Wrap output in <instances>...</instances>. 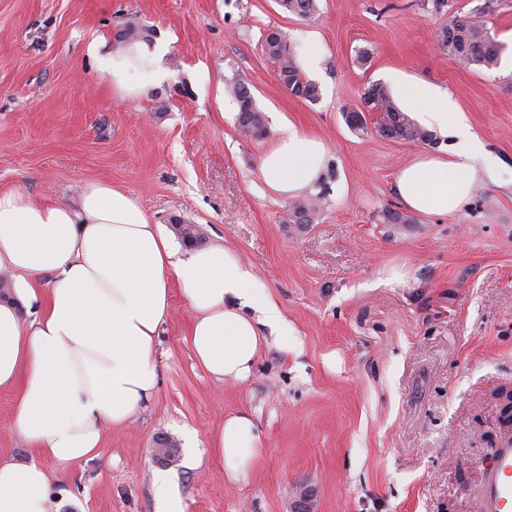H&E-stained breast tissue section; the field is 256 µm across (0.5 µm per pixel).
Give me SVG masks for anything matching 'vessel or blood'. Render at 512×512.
I'll return each instance as SVG.
<instances>
[{
    "label": "vessel or blood",
    "instance_id": "1",
    "mask_svg": "<svg viewBox=\"0 0 512 512\" xmlns=\"http://www.w3.org/2000/svg\"><path fill=\"white\" fill-rule=\"evenodd\" d=\"M473 512H512V434H504L483 469Z\"/></svg>",
    "mask_w": 512,
    "mask_h": 512
}]
</instances>
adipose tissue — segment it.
<instances>
[{
	"instance_id": "ef3b65f1",
	"label": "adipose tissue",
	"mask_w": 512,
	"mask_h": 512,
	"mask_svg": "<svg viewBox=\"0 0 512 512\" xmlns=\"http://www.w3.org/2000/svg\"><path fill=\"white\" fill-rule=\"evenodd\" d=\"M89 46L120 96L140 98L161 71L158 48L136 41L109 52ZM421 122L452 136L448 153H421L398 170L395 192L410 211L461 212L488 169L483 147L448 92L422 79L393 86ZM328 148L294 123L262 154L259 176L282 197L312 190ZM14 298L0 303V390L14 393L12 429L40 457L62 462L97 457L105 426H127L158 386L156 336L179 286L192 312L189 340L218 381L250 378L263 330L283 325L277 304L253 288L252 269L231 249L180 253L138 200L108 182L84 184L76 204L0 190V272ZM37 302L24 321L18 302ZM229 481L263 453L253 420L231 414L214 436ZM50 478L36 464L0 461V512H50Z\"/></svg>"
}]
</instances>
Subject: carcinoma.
<instances>
[{
  "mask_svg": "<svg viewBox=\"0 0 512 512\" xmlns=\"http://www.w3.org/2000/svg\"><path fill=\"white\" fill-rule=\"evenodd\" d=\"M285 12L301 18H310L318 11L316 0H277ZM440 48L464 66L478 65L488 69L498 64L502 45L491 36L489 28L470 19H452L436 32ZM265 54L279 67V78L295 97L314 101L318 91L306 79L294 60L285 36L278 30L267 32L262 43ZM238 113L236 122L241 131L253 139L267 134L265 116L246 83L238 81L230 86ZM365 105L379 113L375 129L388 138L401 141L430 142L433 134L409 118L391 99L386 89L373 84L365 92ZM317 213L313 200L301 201L291 207V216L297 224H310Z\"/></svg>",
  "mask_w": 512,
  "mask_h": 512,
  "instance_id": "cac0c4a2",
  "label": "carcinoma"
}]
</instances>
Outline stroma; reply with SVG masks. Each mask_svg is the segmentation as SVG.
Wrapping results in <instances>:
<instances>
[{"mask_svg": "<svg viewBox=\"0 0 512 512\" xmlns=\"http://www.w3.org/2000/svg\"><path fill=\"white\" fill-rule=\"evenodd\" d=\"M483 2L317 0L300 18L275 0H0V188L72 201L85 183H112L154 223L199 225L202 246L234 250L285 320L265 330L249 380L218 382L173 290L157 389L126 428H105L95 459L35 460L0 390V461H38L57 512H157L160 472L184 512H291L302 486L314 512H472L483 466L512 432V0L483 17L503 46L494 68L462 66L436 32ZM129 24L163 52L162 79L135 100L88 53L101 38L115 48ZM274 28L316 100L281 83L262 48ZM399 76L448 91L483 145L492 178L458 214L383 218L401 208L398 169L453 143L349 129L366 88ZM238 80L265 115L262 139L236 124ZM285 121L329 149L311 224L294 223L292 199L258 174ZM394 268L404 281L389 280ZM235 413L253 419L264 451L231 484L213 435ZM161 437L177 443L173 461L156 457Z\"/></svg>", "mask_w": 512, "mask_h": 512, "instance_id": "obj_1", "label": "stroma"}]
</instances>
